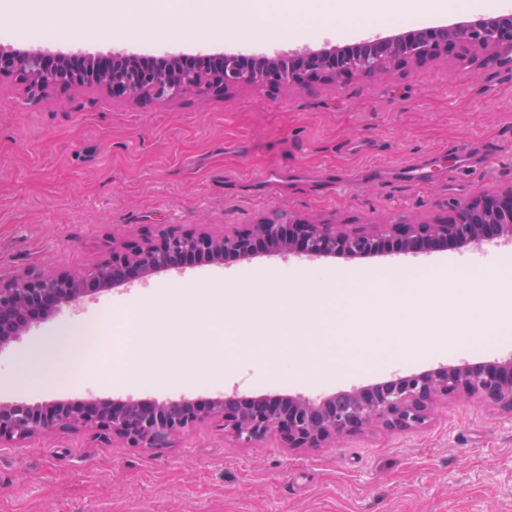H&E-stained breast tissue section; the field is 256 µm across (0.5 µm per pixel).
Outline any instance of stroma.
Instances as JSON below:
<instances>
[{"mask_svg": "<svg viewBox=\"0 0 512 512\" xmlns=\"http://www.w3.org/2000/svg\"><path fill=\"white\" fill-rule=\"evenodd\" d=\"M498 0H457L447 12H417L419 28L496 14ZM282 24L259 18L249 39L189 30L177 39L149 35L115 40L106 28L121 19L103 11L82 35L62 31L53 16L32 38V25L0 21L14 32L8 48L93 56L125 51L143 58L171 52L194 57L275 42L283 47L337 44L342 21L356 35L404 33L402 0H369L346 16L345 0H313L308 12L280 0ZM435 176L420 187L389 179L406 162ZM512 183V72L476 76L466 57L433 62L406 74L304 93L239 90L222 99L128 105L83 87L31 100L13 78L0 79V274L28 268H81L111 256L112 245L155 231L160 224L232 229L286 211L346 224L415 220L448 199ZM224 269L253 287L245 313L249 346L220 375L188 380L128 382L102 363L104 333L83 327L120 313L135 297L101 292L85 311L50 315L0 349V402L38 405L158 400L201 402L218 393L244 397L302 395L311 399L423 371L441 364L501 361L508 349L485 342L512 337V325L486 324L448 347L432 344L390 357L377 332L390 314L371 304L347 326L348 343L317 335L333 354L332 369L301 374L283 350L277 290L307 279L314 293L306 315L323 314L322 282L365 288L376 275L401 267L397 257L291 265L228 258ZM512 276V247L495 250L472 268L462 288L467 305L493 307L492 281ZM71 326L78 337L59 380H25L35 343ZM0 512H512V417L492 415L474 401L440 406L417 432L357 436L316 453L282 448L276 437L242 448L204 425L158 451L116 448L94 432L35 436L19 448L0 447Z\"/></svg>", "mask_w": 512, "mask_h": 512, "instance_id": "35a3bbf8", "label": "stroma"}]
</instances>
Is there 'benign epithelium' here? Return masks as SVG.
I'll return each mask as SVG.
<instances>
[{
  "mask_svg": "<svg viewBox=\"0 0 512 512\" xmlns=\"http://www.w3.org/2000/svg\"><path fill=\"white\" fill-rule=\"evenodd\" d=\"M465 55L477 70L512 71V13L412 35L370 36L349 51L305 45L271 54L228 52L218 56L216 70L188 67L182 55L169 57L159 67H145L136 55L120 52L108 59L88 55L76 65L63 54L1 48L0 77H13L30 97L94 86L136 105L186 96L221 98L243 88L269 93H298L313 83L339 88ZM485 244H512V184L449 201L435 214L410 223L350 226L336 219L313 222L277 216L233 230L161 224L141 241L114 247L112 257L87 267L30 268L0 276V344H9L46 315L98 292L133 284L161 269L183 268L184 259L191 256L221 262L273 250L308 260L355 259L390 247L400 254H419ZM454 400H475L512 416V359L441 365L316 400L301 395L242 398L233 392L206 404L186 398L1 402L0 445L18 448L36 435L87 429L122 448H171L181 435L208 423L244 448H256L274 436L283 448L318 451L348 437L422 429L439 405Z\"/></svg>",
  "mask_w": 512,
  "mask_h": 512,
  "instance_id": "1",
  "label": "benign epithelium"
}]
</instances>
